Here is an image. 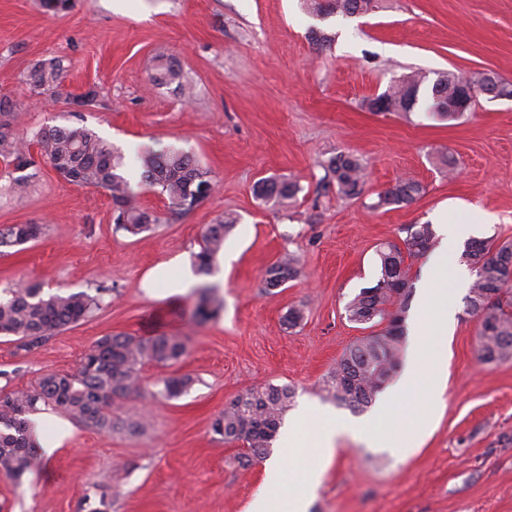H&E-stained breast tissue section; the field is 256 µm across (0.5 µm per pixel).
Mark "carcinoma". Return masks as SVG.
I'll return each instance as SVG.
<instances>
[{
  "label": "carcinoma",
  "mask_w": 512,
  "mask_h": 512,
  "mask_svg": "<svg viewBox=\"0 0 512 512\" xmlns=\"http://www.w3.org/2000/svg\"><path fill=\"white\" fill-rule=\"evenodd\" d=\"M318 15L356 16L378 8V0H303ZM68 65L63 58L36 62L29 74L36 94H58ZM156 80L183 87L181 71L173 61L158 65ZM468 82L475 95L495 91L512 96V84L491 73L467 77L454 71L436 73L433 81L422 71H413L391 81L387 89L368 101L376 113L414 111L421 90L427 91L425 111L433 118L455 120L459 86ZM21 107L0 98V159L16 173L12 189L22 192L35 174L29 169L36 161L20 137ZM30 140L40 155L65 180L79 186L104 190L112 201L115 230L137 235L151 228L156 219L142 208L125 176L123 157L112 144L87 128H49L31 133ZM141 182L161 188L173 215L196 208L213 189L210 172L189 153L172 146L148 148L137 156ZM322 188L336 190L345 199H358L365 190L366 167L355 155L338 153L322 163ZM302 191L300 184L286 178H264L255 186V196L273 207H287ZM423 192L412 180H398L377 194L373 208L410 204ZM236 224L227 216L210 224L202 236L194 265L201 276L213 273L214 260L224 247L226 236ZM38 224H12L0 228V248L26 244L40 234ZM430 224L407 228L404 247L388 244L378 251L380 277L363 288L346 305L347 318L356 324L385 325L378 334L363 336L349 346L326 381L325 390L337 402L362 411L372 405L391 379L400 360V338L404 314L412 297L411 267L405 257L425 255L433 244ZM462 258L472 266L475 279L466 298L465 313L477 322L476 350L486 364L512 359V243H497L493 237L466 241ZM299 273L298 260L284 256L271 264L263 280L267 289L280 288ZM217 287L204 281L194 289L195 303L189 311L193 321L212 317L219 308ZM0 297V335L13 337L17 348L31 352L71 324L85 319L101 303V297L86 292L46 295L37 285L4 290ZM187 349L183 336H132L119 334L98 339L81 357L74 373L50 372L30 389L0 396V473L20 479L39 465L42 448L30 440L28 415L41 403L60 410L77 422L101 432L121 428L137 433L144 427L134 416L119 418L112 407L137 393L139 369L145 363L172 364ZM191 384L186 376L163 380V393L177 397ZM293 398L288 386L268 385L237 397L213 421L214 433L226 442H240L246 452L239 459L247 464L268 454L282 417Z\"/></svg>",
  "instance_id": "carcinoma-1"
}]
</instances>
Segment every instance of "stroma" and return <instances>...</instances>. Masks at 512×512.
I'll use <instances>...</instances> for the list:
<instances>
[{
	"label": "stroma",
	"instance_id": "1",
	"mask_svg": "<svg viewBox=\"0 0 512 512\" xmlns=\"http://www.w3.org/2000/svg\"><path fill=\"white\" fill-rule=\"evenodd\" d=\"M314 30L331 37L330 48L315 50ZM161 56L192 82V97L152 81ZM55 57L70 63L62 96H35L30 68ZM413 70L490 72L512 83V0H383L366 15L324 18L300 0H78L57 15L39 0H0V97L22 105L27 131L84 126L112 142L142 206L158 218L127 234L116 230L103 190L67 182L41 158L19 195L0 162V226L43 228L0 255V290L36 283L48 293L105 291L99 309L32 352L0 337V387L74 371L108 334L189 339L179 362L143 366L138 393L114 408L142 417L144 429L104 433L71 422L70 438L40 468L17 480L0 474V512H79L102 491L112 512H246L267 492L268 460L288 450L277 440L267 459L240 465V443L224 442L211 423L235 398L269 384L295 391L284 427L297 425L305 405L319 408L301 425V463L317 459L312 435L341 417L353 425L337 439L308 512H512V361L478 359L465 291L452 293L443 402L409 454L362 437L378 406L354 414L324 389L345 349L373 332L349 322L345 306L378 280L381 246L402 244L407 227L434 223L443 208L449 222L472 225V237L512 241V99L478 96L451 122L419 109L367 108ZM91 88L95 104L71 112L64 94ZM169 145L192 154L214 182L179 218L133 169L141 148ZM341 151L367 166L360 198L318 189L322 162ZM442 154L457 160L455 178L437 168ZM267 177L299 179L291 210L256 199L253 187ZM401 178L419 182L423 194L374 209L378 192ZM228 212L238 223L224 241L223 269L210 278L221 307L196 323L184 315L192 294L169 293L168 278ZM288 252L298 276L265 290L266 269ZM292 308L304 313L293 328L285 322ZM170 375L192 380L175 398L162 392Z\"/></svg>",
	"mask_w": 512,
	"mask_h": 512
}]
</instances>
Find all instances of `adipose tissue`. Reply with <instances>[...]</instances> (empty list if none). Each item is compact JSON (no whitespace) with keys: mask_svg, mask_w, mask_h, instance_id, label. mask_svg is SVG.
I'll return each instance as SVG.
<instances>
[{"mask_svg":"<svg viewBox=\"0 0 512 512\" xmlns=\"http://www.w3.org/2000/svg\"><path fill=\"white\" fill-rule=\"evenodd\" d=\"M444 279V256L438 253L422 274L415 309L408 320L403 368L382 395V412L387 416L391 415L394 403L416 394L423 395L426 408L419 417L375 435V442L390 448L408 451L420 444L446 389V354L438 339L452 331L454 313L448 307V292L442 286ZM346 430V424L339 423L318 437L317 446L322 462L331 457L336 436ZM322 462L302 472L298 491L285 512H307L321 483L324 472Z\"/></svg>","mask_w":512,"mask_h":512,"instance_id":"ef3b65f1","label":"adipose tissue"}]
</instances>
